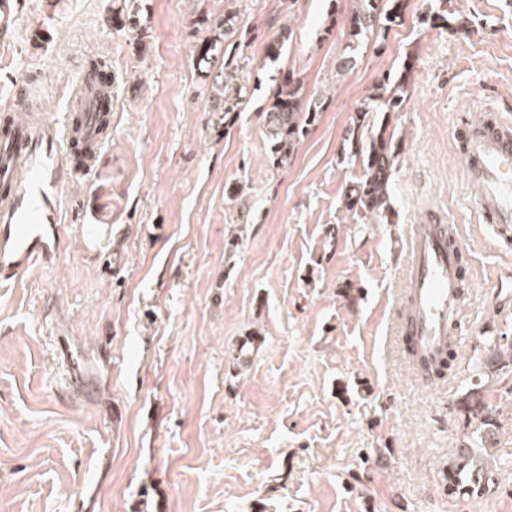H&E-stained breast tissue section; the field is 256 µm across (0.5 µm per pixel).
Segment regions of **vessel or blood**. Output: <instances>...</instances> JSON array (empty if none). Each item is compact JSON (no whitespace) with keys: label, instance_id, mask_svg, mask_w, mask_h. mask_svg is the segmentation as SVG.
Masks as SVG:
<instances>
[{"label":"vessel or blood","instance_id":"vessel-or-blood-1","mask_svg":"<svg viewBox=\"0 0 512 512\" xmlns=\"http://www.w3.org/2000/svg\"><path fill=\"white\" fill-rule=\"evenodd\" d=\"M78 97L61 130L43 113L0 109V285L52 265L63 250L57 204L72 174L89 171L106 135L99 109L112 101V82L85 71ZM456 140L466 178L479 189L476 206L483 222L512 231V122L491 114L460 130ZM102 234L94 224L79 229L82 245L93 248L107 267L111 259L103 254ZM465 251L459 228L442 223L434 211L405 227L406 288L395 342L425 379L440 371L449 350L463 348L468 340L462 326L469 297Z\"/></svg>","mask_w":512,"mask_h":512}]
</instances>
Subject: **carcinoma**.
I'll return each mask as SVG.
<instances>
[{"label":"carcinoma","mask_w":512,"mask_h":512,"mask_svg":"<svg viewBox=\"0 0 512 512\" xmlns=\"http://www.w3.org/2000/svg\"><path fill=\"white\" fill-rule=\"evenodd\" d=\"M400 19V0H357V7L349 20V43L337 60V68L345 71L351 67L355 54L368 33L388 30ZM211 35L195 51L198 63L207 66L204 77L212 81L215 93L211 98V111L224 113V127L233 124L237 116L239 97L224 95V70L229 66L224 59L223 35L233 28L232 19H206ZM407 83L400 75L393 85L380 87L379 99L383 104H363L357 110L345 140L349 144V156L360 160L363 177L345 195L346 206L358 213L377 214L386 208L390 194L391 167L394 157L393 142L386 133V124L375 126L372 114L377 110L392 112L404 100ZM323 102H306L300 81L285 78L278 88L272 104L264 112L263 126L270 141V163L286 168L297 146L308 134V128L317 121ZM483 354L475 361L473 371L482 380L499 379L512 375V337L503 333L496 336L481 335ZM472 433L482 439L491 435L493 412L484 407L469 415ZM454 476L448 491L453 494L475 495L490 481L489 471L481 462L479 450L466 447L453 462Z\"/></svg>","instance_id":"1"}]
</instances>
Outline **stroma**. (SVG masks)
Returning a JSON list of instances; mask_svg holds the SVG:
<instances>
[{"label":"stroma","instance_id":"stroma-1","mask_svg":"<svg viewBox=\"0 0 512 512\" xmlns=\"http://www.w3.org/2000/svg\"><path fill=\"white\" fill-rule=\"evenodd\" d=\"M355 0H15L0 31V107L16 82L56 123L91 60L112 73V129L68 183L63 221L111 229L112 266L69 233L54 266L0 288V512H512V376L412 381L385 340L402 238L421 206L458 225L471 325L512 336V238L482 223L453 131L512 118V0H401L399 26L336 60ZM232 17V126L210 111L201 16ZM408 71L386 113L390 203L345 205L363 175L344 135L376 86ZM329 95L287 168L262 113L284 75ZM242 185L244 203L228 186ZM242 246H235L236 235ZM85 380L74 392L61 352ZM490 403L488 491L442 478Z\"/></svg>","mask_w":512,"mask_h":512}]
</instances>
